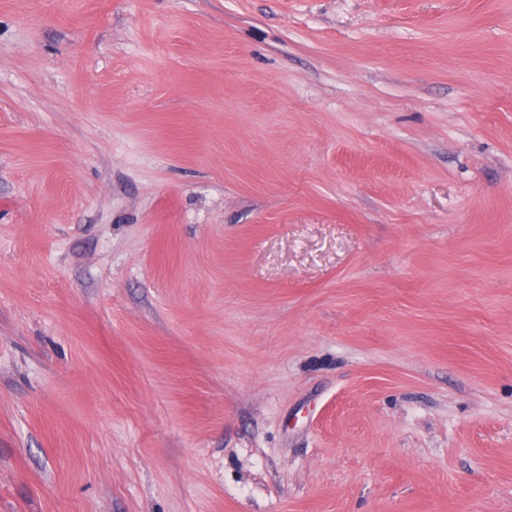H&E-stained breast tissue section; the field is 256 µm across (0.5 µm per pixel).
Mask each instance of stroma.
Masks as SVG:
<instances>
[{
  "instance_id": "1",
  "label": "stroma",
  "mask_w": 512,
  "mask_h": 512,
  "mask_svg": "<svg viewBox=\"0 0 512 512\" xmlns=\"http://www.w3.org/2000/svg\"><path fill=\"white\" fill-rule=\"evenodd\" d=\"M0 512H512V0H0Z\"/></svg>"
}]
</instances>
